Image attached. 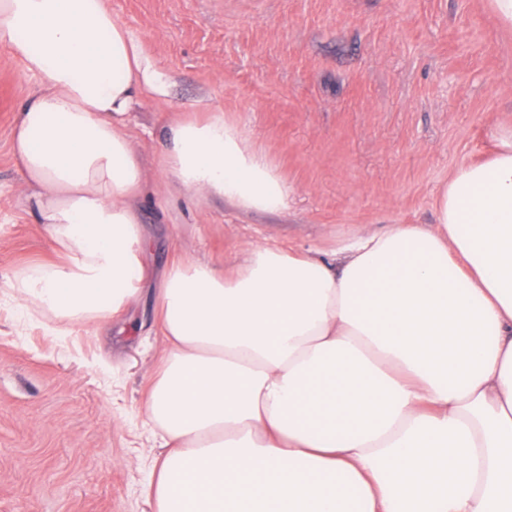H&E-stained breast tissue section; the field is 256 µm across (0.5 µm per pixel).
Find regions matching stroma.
<instances>
[{
    "label": "stroma",
    "mask_w": 512,
    "mask_h": 512,
    "mask_svg": "<svg viewBox=\"0 0 512 512\" xmlns=\"http://www.w3.org/2000/svg\"><path fill=\"white\" fill-rule=\"evenodd\" d=\"M171 70L174 99L223 107L288 184L279 214L180 195L146 208L149 274L99 331L25 314L4 283L55 260L18 200L11 124L34 86L0 47V512H154L161 455L146 402L164 356L153 292L172 258L225 267L240 245L331 248L371 227L431 224L441 186L512 125V30L488 0H111ZM169 115L131 119L154 166Z\"/></svg>",
    "instance_id": "stroma-1"
}]
</instances>
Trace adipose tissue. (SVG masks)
Listing matches in <instances>:
<instances>
[{"label":"adipose tissue","instance_id":"adipose-tissue-1","mask_svg":"<svg viewBox=\"0 0 512 512\" xmlns=\"http://www.w3.org/2000/svg\"><path fill=\"white\" fill-rule=\"evenodd\" d=\"M33 93L11 150L20 199L63 255L20 269L21 308L108 322L136 302L142 205L172 191L279 213L288 186L223 108L190 104L108 0H0ZM170 115L156 170L130 115ZM459 166L436 222L325 253L245 244L232 272L172 260L147 400L155 512H512V128Z\"/></svg>","mask_w":512,"mask_h":512}]
</instances>
